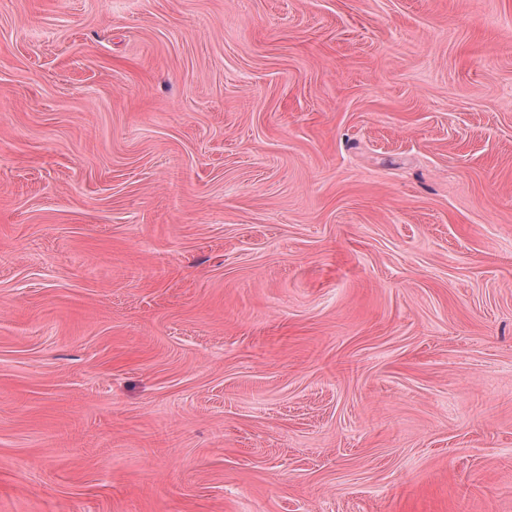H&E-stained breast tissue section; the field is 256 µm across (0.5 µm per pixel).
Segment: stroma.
Listing matches in <instances>:
<instances>
[{"instance_id": "stroma-1", "label": "stroma", "mask_w": 512, "mask_h": 512, "mask_svg": "<svg viewBox=\"0 0 512 512\" xmlns=\"http://www.w3.org/2000/svg\"><path fill=\"white\" fill-rule=\"evenodd\" d=\"M0 512H512V0H0Z\"/></svg>"}]
</instances>
